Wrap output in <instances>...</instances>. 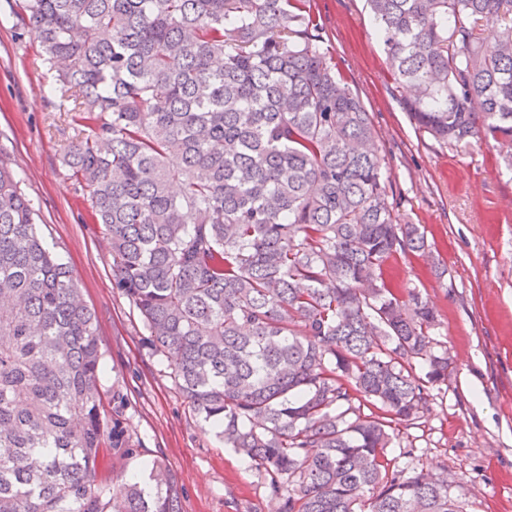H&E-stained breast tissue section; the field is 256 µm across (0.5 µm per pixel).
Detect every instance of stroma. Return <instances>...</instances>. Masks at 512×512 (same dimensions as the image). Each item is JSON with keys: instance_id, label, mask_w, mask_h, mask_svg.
<instances>
[{"instance_id": "1", "label": "stroma", "mask_w": 512, "mask_h": 512, "mask_svg": "<svg viewBox=\"0 0 512 512\" xmlns=\"http://www.w3.org/2000/svg\"><path fill=\"white\" fill-rule=\"evenodd\" d=\"M332 56L371 114L374 145L391 171L388 198L421 225L431 255L399 254L386 273L417 288L436 312L434 351L448 350L447 382L430 389L418 424L397 425L396 445L416 469L455 483L463 512H512V172L502 147L457 149L418 130L386 64L366 0H311ZM37 43L0 0V159L38 203L40 229L69 262L95 311L104 387L126 399V426L142 446L131 461L100 462L115 487L160 460L180 486L181 512H273L261 476L204 430L165 366L145 348L137 311L112 286L109 241L87 219L88 188L62 162L76 132ZM447 273L437 277L434 264Z\"/></svg>"}]
</instances>
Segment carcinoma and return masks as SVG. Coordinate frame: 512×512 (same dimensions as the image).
<instances>
[{"instance_id": "cac0c4a2", "label": "carcinoma", "mask_w": 512, "mask_h": 512, "mask_svg": "<svg viewBox=\"0 0 512 512\" xmlns=\"http://www.w3.org/2000/svg\"><path fill=\"white\" fill-rule=\"evenodd\" d=\"M16 2L72 93L63 163L109 236L112 286L277 512H462L452 482L388 457L392 423L414 424L451 364L420 291L385 276L429 244L388 201L309 0ZM367 4L420 129L512 142V0ZM39 221L0 160V512H181L158 461L114 492L96 480L139 445L120 391L103 409L97 317Z\"/></svg>"}]
</instances>
